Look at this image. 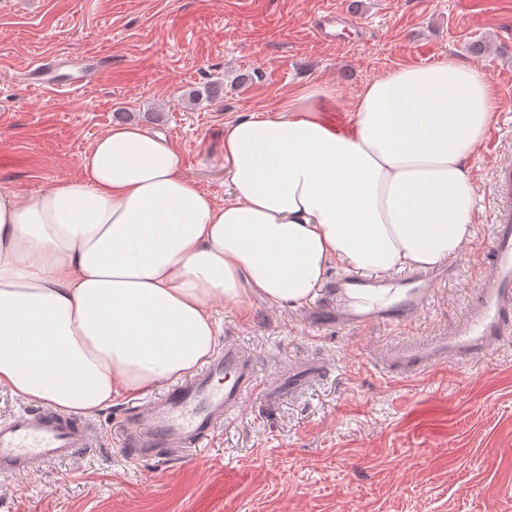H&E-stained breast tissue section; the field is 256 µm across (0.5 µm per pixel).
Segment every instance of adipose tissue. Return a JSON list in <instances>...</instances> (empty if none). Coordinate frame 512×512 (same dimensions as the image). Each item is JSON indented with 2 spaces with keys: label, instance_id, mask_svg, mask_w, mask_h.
<instances>
[{
  "label": "adipose tissue",
  "instance_id": "1",
  "mask_svg": "<svg viewBox=\"0 0 512 512\" xmlns=\"http://www.w3.org/2000/svg\"><path fill=\"white\" fill-rule=\"evenodd\" d=\"M308 86L224 126L220 205L162 134L115 126L79 177L0 193V386L95 415L186 375L214 350L212 306L299 305L330 265L431 268L473 234L470 163L496 109L489 75L453 57L367 81L342 124Z\"/></svg>",
  "mask_w": 512,
  "mask_h": 512
}]
</instances>
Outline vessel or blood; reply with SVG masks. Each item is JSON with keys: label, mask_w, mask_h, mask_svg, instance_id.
I'll return each instance as SVG.
<instances>
[{"label": "vessel or blood", "mask_w": 512, "mask_h": 512, "mask_svg": "<svg viewBox=\"0 0 512 512\" xmlns=\"http://www.w3.org/2000/svg\"><path fill=\"white\" fill-rule=\"evenodd\" d=\"M60 62L49 58L30 71L32 84L55 91L77 90L83 79L59 84ZM492 239L481 254L483 275L470 308L446 334L396 344L385 364L391 373L413 377L454 361L470 364L512 335V162L494 176ZM434 275L415 270L397 278L343 273L326 281L317 303L303 310L306 324L344 331L377 326L406 327L432 304ZM320 364L307 361L289 368L287 380H260L255 360L234 344L216 350L192 375L163 392L146 407H132L123 418L127 446L137 457L161 448H193L210 438L224 420L248 400L274 398L282 387L297 389L322 375ZM95 435L82 418L46 405L22 409L0 420V477L28 473L47 461L78 457L92 448Z\"/></svg>", "instance_id": "obj_1"}]
</instances>
